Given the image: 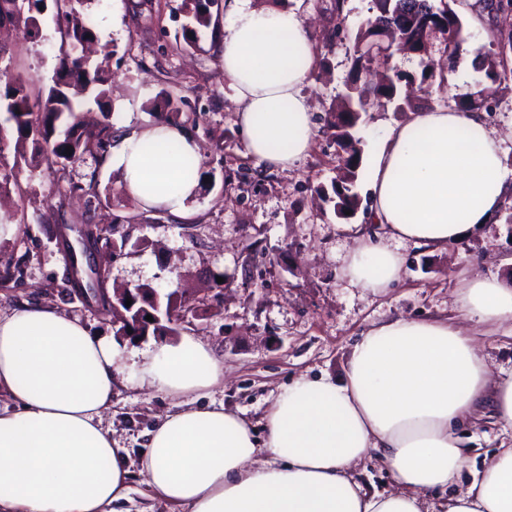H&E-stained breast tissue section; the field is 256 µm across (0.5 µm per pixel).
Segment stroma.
<instances>
[{
  "label": "stroma",
  "instance_id": "1",
  "mask_svg": "<svg viewBox=\"0 0 512 512\" xmlns=\"http://www.w3.org/2000/svg\"><path fill=\"white\" fill-rule=\"evenodd\" d=\"M135 0H89L102 43L116 45L110 60L118 89L112 100L114 136L155 123L159 93L184 101L181 120L204 149L201 191L192 204L190 229L162 210L143 209L118 185V171L103 172L111 182V207L89 208L61 201L68 180H80L88 164L77 163L67 174L42 162L22 172L9 198L0 204V267L24 259L21 280L0 286V313L19 304L37 303L78 318L91 333L113 337L112 317L86 307L67 286V266L56 239L60 223L107 224L112 215L131 213L142 224V242L127 247L116 261L104 264L108 283H152L170 288L167 264H176L196 296L210 293L212 274L229 283L223 303H209L177 335L207 342L224 361V382L198 405L224 404L239 411L255 429L282 387L296 378L338 375L362 331L372 324L408 319L455 318L456 295L469 278L497 274L512 280V230L503 218L445 248L400 244L406 257L400 282L384 294L351 285L341 275L353 244L351 232L339 228L333 212L311 202L312 186L336 174V147L317 133L309 154L289 171H274L251 156L236 122L230 91L224 83L219 40L202 35L193 53L176 45L184 17L181 0H152L153 9L135 13ZM306 23L318 58L327 62L306 91L316 120L344 89L351 66L353 37L368 14L370 0H285ZM468 42L448 76L449 94L486 89L496 110L486 118L505 152L507 183L512 186V85L486 79L474 58L488 33L472 0H452ZM343 41L328 46L331 33ZM60 37L51 15L39 18L36 38H24L12 25L0 27V61L28 77L30 94L49 83ZM407 112L384 104L362 117L358 135L365 155L374 154L387 131L410 120ZM186 397L153 392L134 382L116 386L112 406L103 415L119 447L139 457L146 433L166 415L181 409ZM474 449L455 485L465 491L475 469L499 448L512 445L502 432L491 401H484L471 420L457 428Z\"/></svg>",
  "mask_w": 512,
  "mask_h": 512
}]
</instances>
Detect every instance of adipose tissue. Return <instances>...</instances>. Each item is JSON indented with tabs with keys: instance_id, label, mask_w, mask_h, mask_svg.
Wrapping results in <instances>:
<instances>
[{
	"instance_id": "1",
	"label": "adipose tissue",
	"mask_w": 512,
	"mask_h": 512,
	"mask_svg": "<svg viewBox=\"0 0 512 512\" xmlns=\"http://www.w3.org/2000/svg\"><path fill=\"white\" fill-rule=\"evenodd\" d=\"M221 49L249 154L296 167L317 134L304 21L277 0H228ZM107 164L144 208L189 216L202 152L183 129L132 131ZM369 167L370 220L382 231L356 234L342 273L375 294L401 280L404 258L390 239L458 243L494 221L506 190L500 141L475 112L416 113L389 130ZM457 313L478 326L512 323V283L469 280ZM128 358L119 342L53 309L25 303L0 314V396L9 399L0 406V512H116L126 500L135 470L102 414ZM137 381L184 396L222 384L224 363L186 335L143 353ZM487 395L512 429V369L492 371L476 338L447 322L389 319L362 332L341 377L285 386L263 435L223 407L184 408L148 432L136 472L181 512H430L429 496L455 484L468 460L455 428ZM375 454L391 469V492L367 493L354 479ZM439 510L512 512V448Z\"/></svg>"
}]
</instances>
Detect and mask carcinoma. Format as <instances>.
Listing matches in <instances>:
<instances>
[{
    "label": "carcinoma",
    "instance_id": "carcinoma-1",
    "mask_svg": "<svg viewBox=\"0 0 512 512\" xmlns=\"http://www.w3.org/2000/svg\"><path fill=\"white\" fill-rule=\"evenodd\" d=\"M88 0H27L19 9L18 0H0V24L12 23L39 35L38 16L53 8L54 22L61 34L51 83L44 93L31 97L27 79L7 67L0 69V104L8 114L15 137L14 163L0 165V197L17 184L23 168H31L38 158H54L60 170L90 158L94 168L84 181L67 182L65 193L79 194L88 206L111 204L109 186H101V169L111 147L110 93L114 76L101 69L84 52L85 45L98 40L96 26L85 12ZM407 0H371L369 16L354 36L351 68L345 90L329 111L327 130L336 144V176L330 185L318 187L322 200L335 217L348 222L360 208L357 183L362 172V140L356 127L360 114L384 104L396 103V111L413 109L422 96L443 97L447 74L466 42L463 22L446 0L436 6L425 0L418 9L406 8ZM222 0H182L186 18L182 26L184 46L198 47L202 32L219 22ZM488 11L490 50L478 49L485 74L491 80L512 81V29L500 26V19L512 14V0H478ZM397 54L419 59L420 72L411 73L391 64ZM180 99L164 94L157 123L180 126ZM93 104L103 120L89 123L85 108ZM459 112H491L493 108L479 90L454 98ZM132 216L116 215L112 224L97 228V242L103 250L115 249L124 255L127 240L114 239V225L131 224Z\"/></svg>",
    "mask_w": 512,
    "mask_h": 512
}]
</instances>
